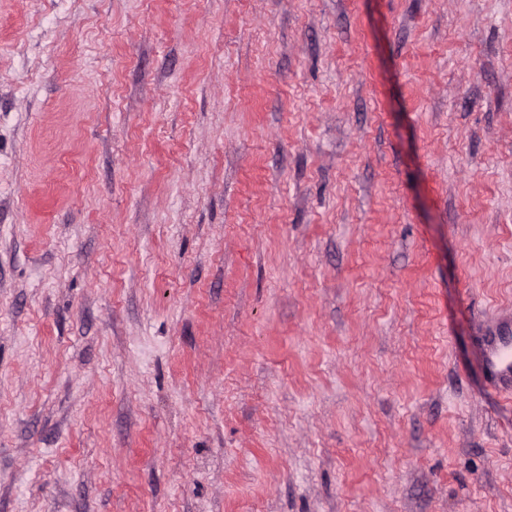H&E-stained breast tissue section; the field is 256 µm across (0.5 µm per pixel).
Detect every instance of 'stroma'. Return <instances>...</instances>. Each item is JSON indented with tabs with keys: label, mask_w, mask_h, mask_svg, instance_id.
I'll list each match as a JSON object with an SVG mask.
<instances>
[{
	"label": "stroma",
	"mask_w": 512,
	"mask_h": 512,
	"mask_svg": "<svg viewBox=\"0 0 512 512\" xmlns=\"http://www.w3.org/2000/svg\"><path fill=\"white\" fill-rule=\"evenodd\" d=\"M512 0H0V512H512ZM484 361L491 379L499 387L512 391V318H492L480 327Z\"/></svg>",
	"instance_id": "stroma-1"
}]
</instances>
